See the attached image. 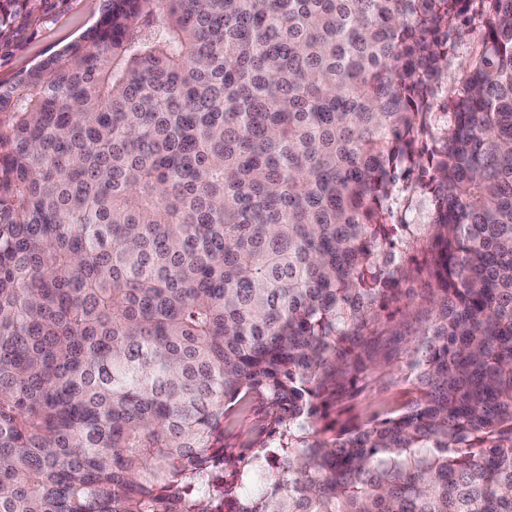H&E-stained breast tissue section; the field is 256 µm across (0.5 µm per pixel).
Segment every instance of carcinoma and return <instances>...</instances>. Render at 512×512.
<instances>
[{"label":"carcinoma","instance_id":"cac0c4a2","mask_svg":"<svg viewBox=\"0 0 512 512\" xmlns=\"http://www.w3.org/2000/svg\"><path fill=\"white\" fill-rule=\"evenodd\" d=\"M473 2L105 0L0 86V512H512V0L429 123ZM416 191L421 395L316 439ZM267 406L259 399L248 397L236 406L224 422V448H260L265 439Z\"/></svg>","mask_w":512,"mask_h":512}]
</instances>
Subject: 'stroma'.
Segmentation results:
<instances>
[{"label":"stroma","instance_id":"1","mask_svg":"<svg viewBox=\"0 0 512 512\" xmlns=\"http://www.w3.org/2000/svg\"><path fill=\"white\" fill-rule=\"evenodd\" d=\"M102 9L103 0H0V86L13 85L49 55L86 34ZM464 30L451 52L440 97L449 95L459 72L481 46L478 16H471ZM395 261L403 272L391 285L389 301L365 329V341L354 346L343 390L322 395L321 439L402 408L419 396L407 377V362L413 348L412 328L429 319L432 280L424 249L397 254ZM267 413L266 405L253 397L238 404L224 423L225 447H260Z\"/></svg>","mask_w":512,"mask_h":512}]
</instances>
